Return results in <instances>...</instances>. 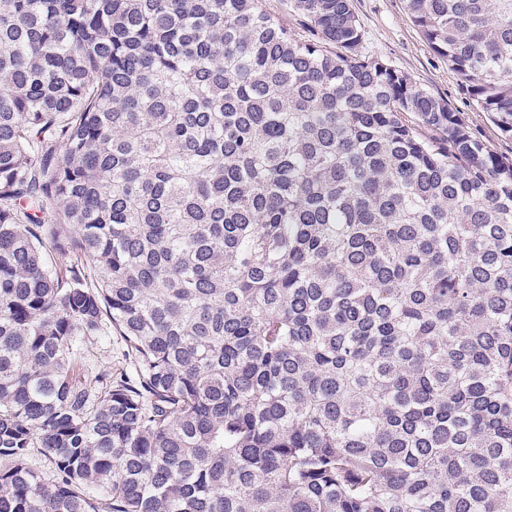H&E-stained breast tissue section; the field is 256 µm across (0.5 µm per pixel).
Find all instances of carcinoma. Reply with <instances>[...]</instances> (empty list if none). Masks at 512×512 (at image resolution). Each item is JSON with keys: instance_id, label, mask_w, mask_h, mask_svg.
Instances as JSON below:
<instances>
[{"instance_id": "1", "label": "carcinoma", "mask_w": 512, "mask_h": 512, "mask_svg": "<svg viewBox=\"0 0 512 512\" xmlns=\"http://www.w3.org/2000/svg\"><path fill=\"white\" fill-rule=\"evenodd\" d=\"M292 2L0 0V512H512V160ZM405 2L512 137V0ZM264 9L297 35H308L302 17L285 4V0H263ZM106 332L108 336L91 340L83 346L79 361L93 370L112 368V374L126 372L131 380H135V359L124 338L109 325Z\"/></svg>"}]
</instances>
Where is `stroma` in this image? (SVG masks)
<instances>
[{"mask_svg":"<svg viewBox=\"0 0 512 512\" xmlns=\"http://www.w3.org/2000/svg\"><path fill=\"white\" fill-rule=\"evenodd\" d=\"M352 7L364 33L363 53L386 60L419 86L447 99L483 143L503 157H512V140L500 135L488 114L477 107L449 69L447 59L429 47L410 21L404 0H352ZM80 361L93 370L109 368L130 376L135 373L130 349L112 329L105 337L87 342Z\"/></svg>","mask_w":512,"mask_h":512,"instance_id":"stroma-1","label":"stroma"}]
</instances>
